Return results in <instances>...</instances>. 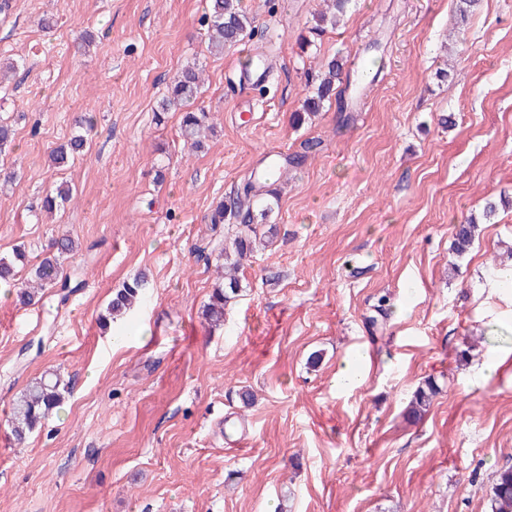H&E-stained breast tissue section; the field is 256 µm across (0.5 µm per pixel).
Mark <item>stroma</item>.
<instances>
[{
  "instance_id": "1",
  "label": "stroma",
  "mask_w": 512,
  "mask_h": 512,
  "mask_svg": "<svg viewBox=\"0 0 512 512\" xmlns=\"http://www.w3.org/2000/svg\"><path fill=\"white\" fill-rule=\"evenodd\" d=\"M9 2L0 63L19 67L0 93L15 129L1 160L18 176L0 192V257L21 247L33 263L70 234L63 267L83 285L63 302L0 299V512H490L512 464V302L492 290L512 265V0L465 16L459 0H353L318 36L324 0H243L255 34L221 55L208 0ZM265 48L267 85L239 92L246 56ZM335 56L350 71L335 100L294 125L307 68ZM192 65L214 126L193 154L180 111L161 109ZM81 112L96 121L88 150L54 167ZM279 151L301 162L276 174V238L211 326L210 253L224 243L211 211L276 173ZM62 181L74 199L36 217ZM469 215L478 231L459 256ZM140 273L139 306L103 327ZM355 354L358 380L337 388ZM495 355L507 362L487 371ZM53 370L62 407L14 444L13 402ZM430 378L439 392L412 419ZM475 219L470 216L460 222L455 231L453 249L458 254H463L469 249L475 239L477 225ZM438 393L435 383L428 379L421 386H418L413 393L410 412L419 419L429 410L433 398Z\"/></svg>"
}]
</instances>
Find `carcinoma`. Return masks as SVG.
I'll list each match as a JSON object with an SVG mask.
<instances>
[{
	"label": "carcinoma",
	"mask_w": 512,
	"mask_h": 512,
	"mask_svg": "<svg viewBox=\"0 0 512 512\" xmlns=\"http://www.w3.org/2000/svg\"><path fill=\"white\" fill-rule=\"evenodd\" d=\"M350 0H332L335 14H321L316 17L312 31L315 34L325 32V24L336 15L346 13ZM206 36L210 48L222 53L228 48H235L251 36L255 20L242 8L241 0H210ZM344 62L341 58L329 60L325 69H309L306 72L305 97L301 109L294 114L298 124L305 121L306 116L315 114L330 102L335 91V83L343 72ZM201 93V76L198 69H183L169 87L168 96L162 103V111L166 112L173 106H182L197 100ZM82 132L74 135L66 143L58 146L52 154V163L63 167L69 160L83 153L87 134L95 128L94 117L86 113L76 120ZM208 127V113L204 109L183 113L181 135L184 143L192 148L200 146V137ZM73 199V190L66 182L55 184L42 200L41 210L51 212ZM279 203V195L274 188H263L255 180L246 181L236 196L228 201H219L210 216L212 224H228L236 227L230 238L231 246L224 247L216 255L217 267L224 269V281L215 286L210 302L205 306L206 318L214 324L224 321V309L236 301L241 292L240 278L237 273L240 267L251 258L259 246L273 243L277 227L268 223L273 206ZM477 225L473 217L460 222L455 231L454 250L463 254L475 239ZM77 249V243L70 237L54 239L48 251L31 269V280L16 279L17 265L27 264L24 250L18 248L13 259L0 258V281L8 282L18 289L17 297L24 305L38 302L42 292L48 288H69L71 281L64 275L63 258ZM146 285L145 276L136 275L127 280L122 288L115 291L110 301L108 315L102 320L116 319L129 313L141 300ZM68 384L57 373H50L35 380L27 386L12 408L11 425L14 441L25 442L28 435L40 428L61 407ZM438 393L435 383L428 379L413 393L410 412L420 418L429 410L433 398ZM491 512H512V465L503 466L496 471L494 482L490 488Z\"/></svg>",
	"instance_id": "cac0c4a2"
}]
</instances>
